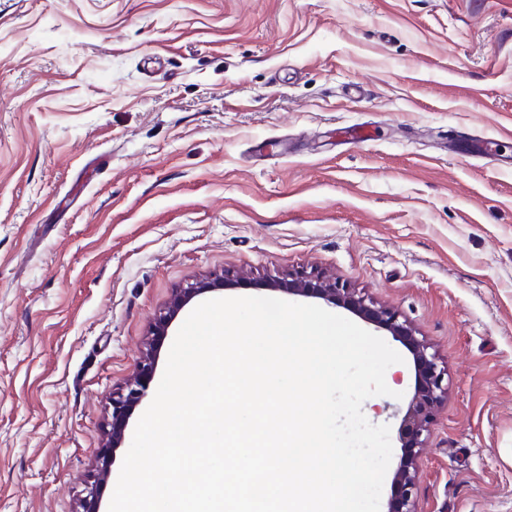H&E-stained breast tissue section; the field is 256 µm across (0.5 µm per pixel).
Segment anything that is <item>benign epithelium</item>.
Listing matches in <instances>:
<instances>
[{"label":"benign epithelium","instance_id":"1","mask_svg":"<svg viewBox=\"0 0 512 512\" xmlns=\"http://www.w3.org/2000/svg\"><path fill=\"white\" fill-rule=\"evenodd\" d=\"M225 285V278L216 275L206 281L183 288L172 296L166 311L157 319L152 339L141 357L136 374L112 391L109 410L110 429L106 433L104 449L96 463L97 483L87 488L82 512H100L99 485L107 482L111 475L113 451L123 443L127 422L133 409L147 396L156 368L158 342L162 336L166 335L170 322L195 297L208 291L221 289ZM268 286L291 295L317 298L328 304L345 308L376 328L403 341L409 348L414 363V388L407 410L397 429L398 440L404 449V455L392 479L387 512H418V475L414 468V458L423 446L422 436L428 432L436 408L448 393V384L445 383L447 372L439 365L436 354L429 352V344L418 338L410 325L400 321V315L395 310L369 301L355 290L335 280L297 274L290 275L286 279L273 280L268 283Z\"/></svg>","mask_w":512,"mask_h":512}]
</instances>
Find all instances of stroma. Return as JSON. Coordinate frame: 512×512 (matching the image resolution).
Returning a JSON list of instances; mask_svg holds the SVG:
<instances>
[{"label":"stroma","instance_id":"obj_1","mask_svg":"<svg viewBox=\"0 0 512 512\" xmlns=\"http://www.w3.org/2000/svg\"><path fill=\"white\" fill-rule=\"evenodd\" d=\"M294 271L446 367L419 512H512V0H0V512H80L177 290Z\"/></svg>","mask_w":512,"mask_h":512}]
</instances>
